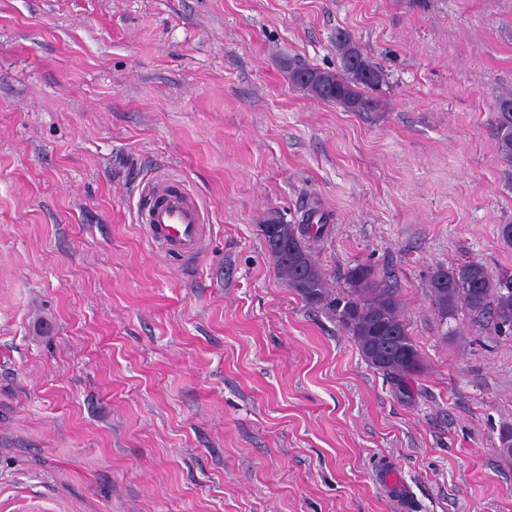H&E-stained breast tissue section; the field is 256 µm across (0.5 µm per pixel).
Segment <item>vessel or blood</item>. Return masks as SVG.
Masks as SVG:
<instances>
[{
  "label": "vessel or blood",
  "instance_id": "1",
  "mask_svg": "<svg viewBox=\"0 0 512 512\" xmlns=\"http://www.w3.org/2000/svg\"><path fill=\"white\" fill-rule=\"evenodd\" d=\"M140 219L148 239L169 255L195 260L205 249V215L199 204L177 182L159 178L143 188Z\"/></svg>",
  "mask_w": 512,
  "mask_h": 512
}]
</instances>
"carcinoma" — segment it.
<instances>
[{
    "label": "carcinoma",
    "instance_id": "obj_1",
    "mask_svg": "<svg viewBox=\"0 0 512 512\" xmlns=\"http://www.w3.org/2000/svg\"><path fill=\"white\" fill-rule=\"evenodd\" d=\"M339 65L334 71L314 69L322 81H295L294 85L320 101L336 103L348 112H375L381 100L376 93L385 73L345 34L336 35ZM498 153L512 165V112L495 113ZM317 221H312L313 217ZM327 227L325 215L308 210L299 224H284L277 217L262 225L267 253L288 287L308 305L319 306L354 339L360 355L398 390L422 368L420 353L402 318L395 291L377 279L371 265L358 263L346 274L347 288L332 295L326 276L312 255L309 239ZM429 296L443 319L462 306L473 319L484 321L497 334L512 333V288L504 278H494L485 266L468 261L438 266L429 277Z\"/></svg>",
    "mask_w": 512,
    "mask_h": 512
}]
</instances>
